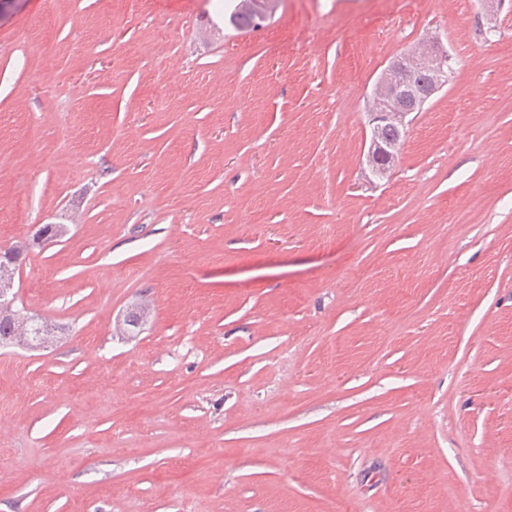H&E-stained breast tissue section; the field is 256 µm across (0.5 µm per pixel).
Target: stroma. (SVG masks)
<instances>
[{"label": "stroma", "instance_id": "35a3bbf8", "mask_svg": "<svg viewBox=\"0 0 512 512\" xmlns=\"http://www.w3.org/2000/svg\"><path fill=\"white\" fill-rule=\"evenodd\" d=\"M435 36L369 179L367 94ZM44 224L0 512H512V0L0 7V246ZM233 7L224 12V26L236 30H257L276 13L280 0H253L260 2L255 7L242 4L245 0H235Z\"/></svg>", "mask_w": 512, "mask_h": 512}]
</instances>
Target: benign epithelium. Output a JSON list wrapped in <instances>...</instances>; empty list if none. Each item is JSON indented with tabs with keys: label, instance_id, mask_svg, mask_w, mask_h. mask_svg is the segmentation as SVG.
Instances as JSON below:
<instances>
[{
	"label": "benign epithelium",
	"instance_id": "obj_1",
	"mask_svg": "<svg viewBox=\"0 0 512 512\" xmlns=\"http://www.w3.org/2000/svg\"><path fill=\"white\" fill-rule=\"evenodd\" d=\"M452 57L435 44L419 42L393 59L373 82L368 94L370 104L368 126L375 127L385 119L399 121L407 126L410 111L421 112L425 104L447 86V72L452 70ZM421 68L435 71L432 87L422 92L415 78ZM16 270L6 263L0 264V303L10 304L15 296Z\"/></svg>",
	"mask_w": 512,
	"mask_h": 512
}]
</instances>
